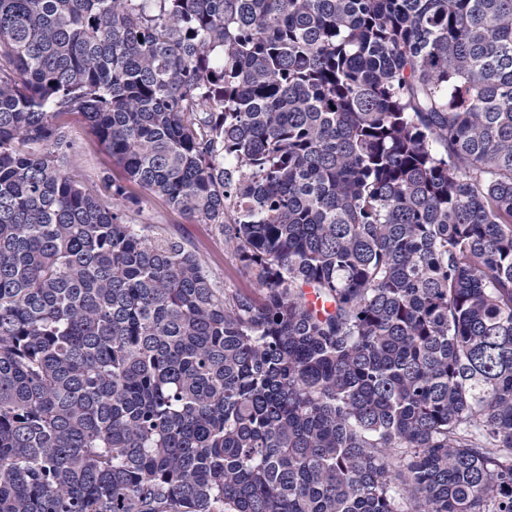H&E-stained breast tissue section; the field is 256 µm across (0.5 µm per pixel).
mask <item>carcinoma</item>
<instances>
[{
	"mask_svg": "<svg viewBox=\"0 0 512 512\" xmlns=\"http://www.w3.org/2000/svg\"><path fill=\"white\" fill-rule=\"evenodd\" d=\"M0 512H512V0H0ZM71 137L79 146L80 164L86 174V190L94 195H104L103 178L122 177L120 169L112 166L111 158L96 140L88 133L84 121L79 117L70 119ZM140 196L145 216L167 232L186 238L193 251L221 281L225 279L239 288H251L250 281L239 273L235 262L225 252L224 238L217 234L212 224L190 223L179 212L169 209L160 198Z\"/></svg>",
	"mask_w": 512,
	"mask_h": 512,
	"instance_id": "obj_1",
	"label": "carcinoma"
}]
</instances>
